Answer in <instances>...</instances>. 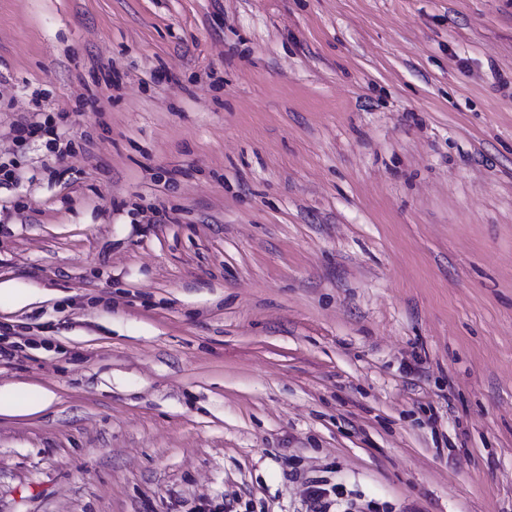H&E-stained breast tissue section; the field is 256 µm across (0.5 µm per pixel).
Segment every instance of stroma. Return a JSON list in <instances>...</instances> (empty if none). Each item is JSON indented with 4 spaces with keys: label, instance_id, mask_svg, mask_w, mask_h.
I'll use <instances>...</instances> for the list:
<instances>
[{
    "label": "stroma",
    "instance_id": "35a3bbf8",
    "mask_svg": "<svg viewBox=\"0 0 512 512\" xmlns=\"http://www.w3.org/2000/svg\"><path fill=\"white\" fill-rule=\"evenodd\" d=\"M10 161L0 512H512V0H0ZM16 389H9L1 391L0 388V414L14 415V414H32L42 410L54 398V395L48 391L40 389H30L32 397L24 404V407H16V397L12 393ZM326 485L321 480L309 481L306 489V496L309 502L308 512H362L356 510L359 507L353 502L347 503L344 510H337L341 504L336 499V492L332 488H326ZM332 495H334V498Z\"/></svg>",
    "mask_w": 512,
    "mask_h": 512
}]
</instances>
